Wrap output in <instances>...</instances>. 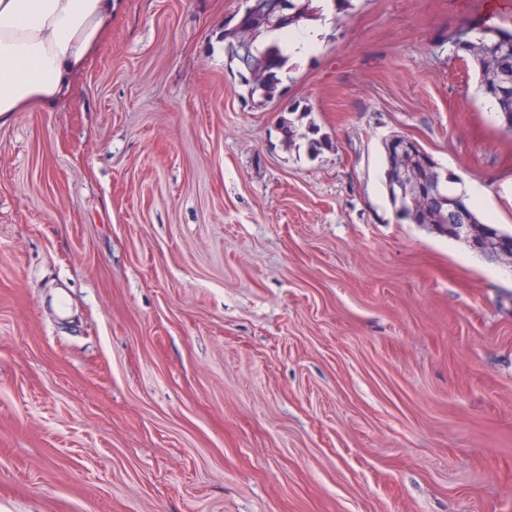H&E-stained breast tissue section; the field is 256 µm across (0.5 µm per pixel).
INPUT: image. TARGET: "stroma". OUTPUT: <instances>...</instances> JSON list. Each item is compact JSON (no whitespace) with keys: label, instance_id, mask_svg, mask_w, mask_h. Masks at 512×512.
<instances>
[{"label":"stroma","instance_id":"stroma-1","mask_svg":"<svg viewBox=\"0 0 512 512\" xmlns=\"http://www.w3.org/2000/svg\"><path fill=\"white\" fill-rule=\"evenodd\" d=\"M241 6L120 0L0 124V512H512V265L398 219L384 152L512 229V134L450 43L512 0H354L264 106ZM241 15L237 12L231 19L224 23V53L227 54L226 66L233 70V65L240 69L239 59L241 46L236 37L235 26L238 25ZM234 24L231 25L232 21Z\"/></svg>","mask_w":512,"mask_h":512}]
</instances>
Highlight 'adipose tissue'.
I'll return each instance as SVG.
<instances>
[{"instance_id": "obj_1", "label": "adipose tissue", "mask_w": 512, "mask_h": 512, "mask_svg": "<svg viewBox=\"0 0 512 512\" xmlns=\"http://www.w3.org/2000/svg\"><path fill=\"white\" fill-rule=\"evenodd\" d=\"M119 0H0V122L54 105L112 23Z\"/></svg>"}]
</instances>
